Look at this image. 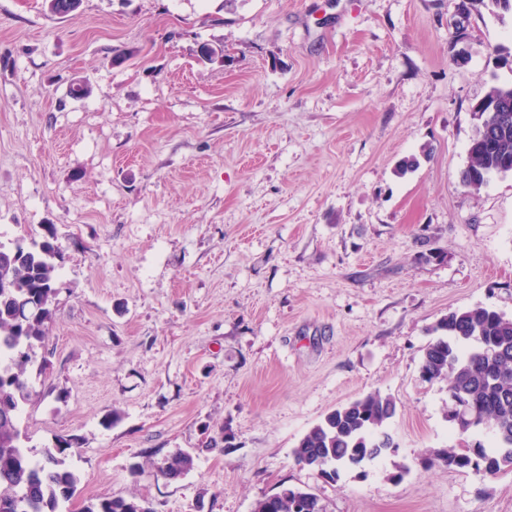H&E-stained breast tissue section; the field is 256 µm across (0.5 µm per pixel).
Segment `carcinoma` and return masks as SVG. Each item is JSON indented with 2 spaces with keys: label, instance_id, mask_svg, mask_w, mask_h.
Returning a JSON list of instances; mask_svg holds the SVG:
<instances>
[{
  "label": "carcinoma",
  "instance_id": "carcinoma-1",
  "mask_svg": "<svg viewBox=\"0 0 512 512\" xmlns=\"http://www.w3.org/2000/svg\"><path fill=\"white\" fill-rule=\"evenodd\" d=\"M476 120L468 145L464 186L479 190L494 175L512 173V83L495 84L471 105ZM53 235L42 239L0 241V512H63L77 490L78 479L60 454L72 446L65 440L31 457L28 438L18 426L20 408L29 396L30 352L44 340L53 318L59 280L58 248ZM432 331L420 373L427 382H448V421L461 446L432 451L427 467L445 465L495 478L512 470V317L491 307L453 311ZM396 402L379 392L355 399L311 427L292 451L297 465L327 481L340 471L371 461L394 447L385 425ZM486 431L494 446L469 442L470 433ZM192 454L166 460L159 473L176 479L194 468ZM313 493L284 487L278 497L259 499L253 512H303ZM82 512H153L142 497L91 499Z\"/></svg>",
  "mask_w": 512,
  "mask_h": 512
}]
</instances>
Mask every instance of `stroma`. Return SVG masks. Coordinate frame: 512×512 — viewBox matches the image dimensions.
Returning a JSON list of instances; mask_svg holds the SVG:
<instances>
[{
  "label": "stroma",
  "mask_w": 512,
  "mask_h": 512,
  "mask_svg": "<svg viewBox=\"0 0 512 512\" xmlns=\"http://www.w3.org/2000/svg\"><path fill=\"white\" fill-rule=\"evenodd\" d=\"M499 49L512 12L469 0H0V231L52 228L60 267L19 426L72 440L70 512H252L285 486L327 512H512V471L420 463L459 443L420 375L432 327L512 316V174L460 181L471 105L512 81ZM375 391L387 455L334 482L295 465ZM195 460L192 454L180 452L166 460L160 467L159 473L166 479H176L186 475L194 468ZM82 512H153V509L147 499L132 495L90 499Z\"/></svg>",
  "instance_id": "35a3bbf8"
}]
</instances>
